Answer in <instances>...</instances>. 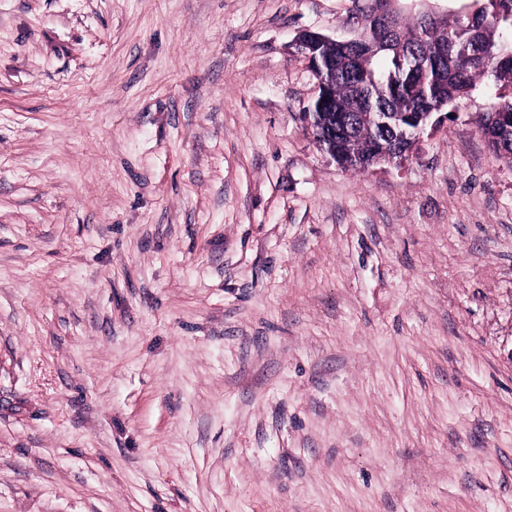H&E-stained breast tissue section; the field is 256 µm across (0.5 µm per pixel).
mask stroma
<instances>
[{"mask_svg": "<svg viewBox=\"0 0 512 512\" xmlns=\"http://www.w3.org/2000/svg\"><path fill=\"white\" fill-rule=\"evenodd\" d=\"M373 5L0 0V512H512V88L341 169L295 41ZM511 114L512 98L494 101L482 116L480 123V129L490 149L499 158L510 162L512 160Z\"/></svg>", "mask_w": 512, "mask_h": 512, "instance_id": "obj_1", "label": "stroma"}]
</instances>
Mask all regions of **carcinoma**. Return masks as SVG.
Instances as JSON below:
<instances>
[{
    "label": "carcinoma",
    "instance_id": "carcinoma-1",
    "mask_svg": "<svg viewBox=\"0 0 512 512\" xmlns=\"http://www.w3.org/2000/svg\"><path fill=\"white\" fill-rule=\"evenodd\" d=\"M483 17L486 27L481 33L484 53L475 56H458L450 46L471 34L470 17L443 21L427 30L422 24L403 35L407 46H415L420 66L415 71H404L396 60V52L386 55L387 64L375 66L381 53L367 62L375 83L360 86L359 80L349 74L336 76L334 105L336 110L347 112L359 98H368L373 110L358 115L354 135L348 140L347 150L366 153L374 145L377 134L373 113L384 107L389 112H425L423 97L412 94V88L422 79L432 82L428 93L453 103L475 87L477 81L490 75L494 80L512 87V0H486L476 12ZM512 98L498 100L482 116L480 129L490 149L500 158L512 160Z\"/></svg>",
    "mask_w": 512,
    "mask_h": 512
}]
</instances>
